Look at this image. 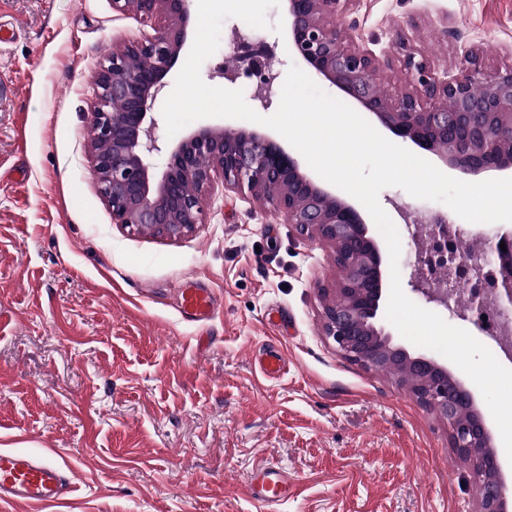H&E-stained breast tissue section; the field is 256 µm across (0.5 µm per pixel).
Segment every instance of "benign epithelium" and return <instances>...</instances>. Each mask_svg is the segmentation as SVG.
Listing matches in <instances>:
<instances>
[{"label":"benign epithelium","instance_id":"benign-epithelium-1","mask_svg":"<svg viewBox=\"0 0 512 512\" xmlns=\"http://www.w3.org/2000/svg\"><path fill=\"white\" fill-rule=\"evenodd\" d=\"M191 0H112V8L162 25L143 40L125 42L101 65L92 106L93 138L88 146L99 192L115 223L156 236L179 239L201 223L203 197L214 175L224 191H248L273 206L301 233L330 244L340 271L335 287L320 289L325 336L342 355L366 368L391 372L399 385L448 426L451 446L480 499V512H509L512 490L500 478L491 432L475 415L472 393L447 366L426 354H412L393 342L381 313L387 300L388 267L360 209L338 189L317 182L298 158L272 135L248 127L208 125L170 145L148 117L168 87V76L186 55ZM350 0H283L282 40L288 54L328 82L349 105L367 112L393 136L427 152L464 175L512 172V67L493 73L472 66L437 80L424 59L406 55L411 88L388 91L378 82L381 62L351 43L337 24ZM231 60L216 76L235 82L258 79L253 99L272 104V61L258 59L250 33L234 28ZM168 150L160 178L149 158ZM505 243L506 250L500 249ZM500 269L494 307L512 313V235L491 248ZM415 290L448 311V290L413 274Z\"/></svg>","mask_w":512,"mask_h":512}]
</instances>
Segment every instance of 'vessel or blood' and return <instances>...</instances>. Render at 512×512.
<instances>
[{
    "label": "vessel or blood",
    "mask_w": 512,
    "mask_h": 512,
    "mask_svg": "<svg viewBox=\"0 0 512 512\" xmlns=\"http://www.w3.org/2000/svg\"><path fill=\"white\" fill-rule=\"evenodd\" d=\"M181 315L187 320L205 322L212 318L214 301L209 289L192 286L181 291ZM252 498L270 507L287 499L288 482L273 469L257 475L249 486ZM75 492L65 468L46 455H33L0 449V503H21L34 512H50L70 501Z\"/></svg>",
    "instance_id": "obj_1"
}]
</instances>
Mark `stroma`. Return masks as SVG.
I'll use <instances>...</instances> for the list:
<instances>
[{"label": "stroma", "mask_w": 512, "mask_h": 512, "mask_svg": "<svg viewBox=\"0 0 512 512\" xmlns=\"http://www.w3.org/2000/svg\"><path fill=\"white\" fill-rule=\"evenodd\" d=\"M0 448L48 453L77 491L54 512H260L248 484L274 465L278 512H479L437 415L322 333L319 287L339 271L246 192L214 179L203 222L168 239L112 221L91 171L94 76L154 21L112 0H0ZM353 42L410 83L469 57L512 65V0H351ZM216 310L184 319V283ZM279 353L283 374L259 362Z\"/></svg>", "instance_id": "obj_1"}]
</instances>
